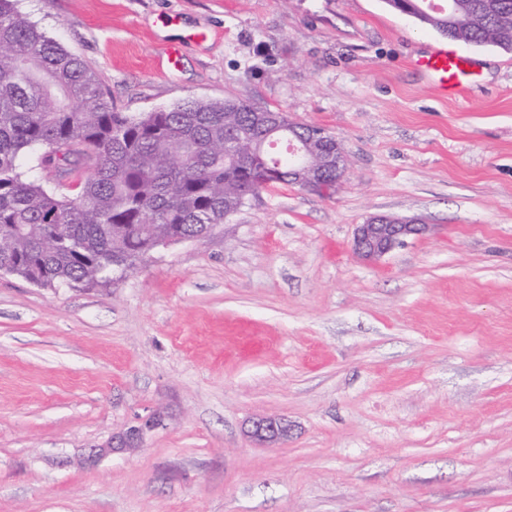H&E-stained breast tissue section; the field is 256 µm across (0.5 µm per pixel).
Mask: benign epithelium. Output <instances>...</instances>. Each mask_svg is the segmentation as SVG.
<instances>
[{
	"label": "benign epithelium",
	"mask_w": 512,
	"mask_h": 512,
	"mask_svg": "<svg viewBox=\"0 0 512 512\" xmlns=\"http://www.w3.org/2000/svg\"><path fill=\"white\" fill-rule=\"evenodd\" d=\"M255 116L259 123L271 127L274 133L293 126L287 115L282 112L259 110L255 112ZM288 175L305 178V188L307 189L321 190V186L316 184L308 164L304 161L298 162L289 169ZM429 230L430 225L423 223L417 217L401 219L384 215L372 216L365 223L357 225L354 236V253L365 262H377L394 249L404 245L408 238L420 236ZM166 420L167 415L155 411L138 424L113 434L107 443L92 446L82 455L81 467L93 469L108 456H130L139 452L147 433L165 426ZM290 433L291 427L288 420L273 416L254 418L248 430L249 437L261 445L283 443L288 440Z\"/></svg>",
	"instance_id": "7a95c632"
}]
</instances>
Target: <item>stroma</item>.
I'll use <instances>...</instances> for the list:
<instances>
[{
	"instance_id": "stroma-1",
	"label": "stroma",
	"mask_w": 512,
	"mask_h": 512,
	"mask_svg": "<svg viewBox=\"0 0 512 512\" xmlns=\"http://www.w3.org/2000/svg\"><path fill=\"white\" fill-rule=\"evenodd\" d=\"M18 8L120 111L233 95L324 128L348 171L102 286L0 274V512H512V52L464 48L447 97L417 61L448 39L385 0ZM374 215L431 229L368 264ZM157 408L142 451L79 466ZM259 415L288 442L254 444Z\"/></svg>"
}]
</instances>
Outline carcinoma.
<instances>
[{
  "label": "carcinoma",
  "instance_id": "obj_1",
  "mask_svg": "<svg viewBox=\"0 0 512 512\" xmlns=\"http://www.w3.org/2000/svg\"><path fill=\"white\" fill-rule=\"evenodd\" d=\"M0 0V268L42 288L110 281L112 259L135 273L160 238L206 236L224 210L288 177L291 154L269 147L247 102L184 98L150 112H118L88 64ZM418 21L451 41L512 52V0H414ZM305 151L336 189L327 157ZM70 175L58 194L21 157Z\"/></svg>",
  "mask_w": 512,
  "mask_h": 512
}]
</instances>
